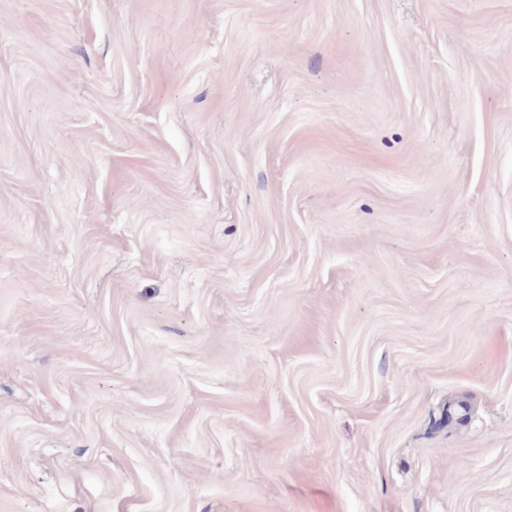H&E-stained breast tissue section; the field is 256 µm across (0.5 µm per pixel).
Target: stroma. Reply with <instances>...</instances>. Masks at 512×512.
Returning <instances> with one entry per match:
<instances>
[{"mask_svg":"<svg viewBox=\"0 0 512 512\" xmlns=\"http://www.w3.org/2000/svg\"><path fill=\"white\" fill-rule=\"evenodd\" d=\"M0 512H512V0H0Z\"/></svg>","mask_w":512,"mask_h":512,"instance_id":"obj_1","label":"stroma"}]
</instances>
